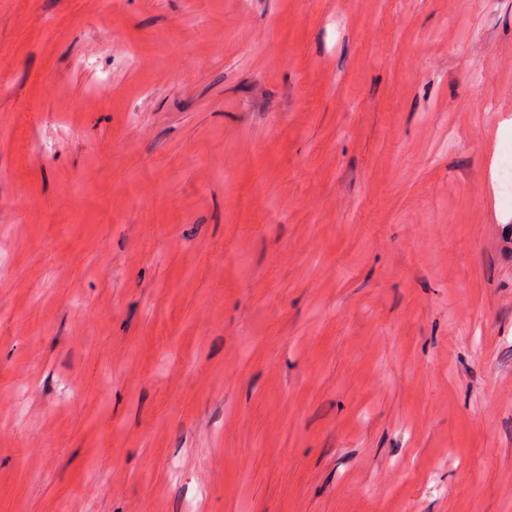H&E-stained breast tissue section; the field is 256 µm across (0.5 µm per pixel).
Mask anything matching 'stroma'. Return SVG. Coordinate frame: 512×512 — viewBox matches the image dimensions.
Returning a JSON list of instances; mask_svg holds the SVG:
<instances>
[{"label":"stroma","instance_id":"35a3bbf8","mask_svg":"<svg viewBox=\"0 0 512 512\" xmlns=\"http://www.w3.org/2000/svg\"><path fill=\"white\" fill-rule=\"evenodd\" d=\"M512 0H0V512H512ZM499 180L501 184V200L505 206L512 205V150L505 148L502 152Z\"/></svg>","mask_w":512,"mask_h":512}]
</instances>
